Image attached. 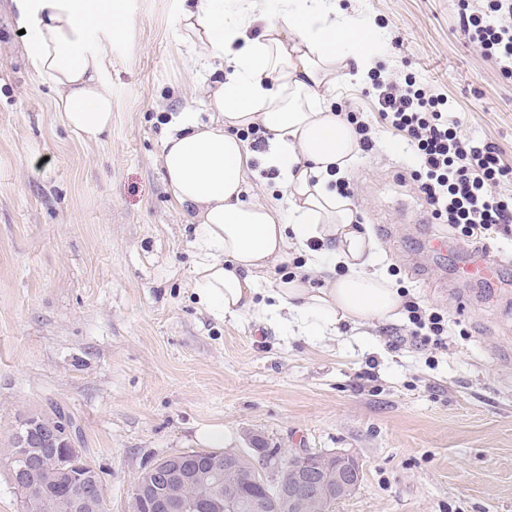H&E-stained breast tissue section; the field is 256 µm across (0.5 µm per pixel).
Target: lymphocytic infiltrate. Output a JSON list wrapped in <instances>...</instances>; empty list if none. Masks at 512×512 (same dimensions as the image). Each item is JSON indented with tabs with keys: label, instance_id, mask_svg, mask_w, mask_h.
Returning a JSON list of instances; mask_svg holds the SVG:
<instances>
[{
	"label": "lymphocytic infiltrate",
	"instance_id": "lymphocytic-infiltrate-1",
	"mask_svg": "<svg viewBox=\"0 0 512 512\" xmlns=\"http://www.w3.org/2000/svg\"><path fill=\"white\" fill-rule=\"evenodd\" d=\"M464 34L481 56L512 77V0H486L484 7L457 0ZM370 79L382 121L402 132L416 154L421 171L418 190L432 219L471 239L489 236L512 223V195L501 185L512 182V166L491 143L461 137L460 119H449L447 96L422 86L413 75L388 81Z\"/></svg>",
	"mask_w": 512,
	"mask_h": 512
}]
</instances>
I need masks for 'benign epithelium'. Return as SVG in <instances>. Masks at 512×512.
<instances>
[{
  "label": "benign epithelium",
  "mask_w": 512,
  "mask_h": 512,
  "mask_svg": "<svg viewBox=\"0 0 512 512\" xmlns=\"http://www.w3.org/2000/svg\"><path fill=\"white\" fill-rule=\"evenodd\" d=\"M82 456L67 421L50 414L37 423L30 416L21 420L8 464L20 512H52V482L74 486L69 512H102L100 477L80 469ZM240 458L237 453H220L212 458L210 468L187 472L181 455L165 456L138 474L131 489L133 502L148 512H227L239 488L258 484L275 487L276 495L254 499L252 512H326L328 505L356 491L362 480L359 461L345 452L299 448L287 464L270 455L258 470L240 467ZM185 483L199 487L196 499L180 495L179 487Z\"/></svg>",
  "instance_id": "7a95c632"
}]
</instances>
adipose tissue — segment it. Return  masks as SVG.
Masks as SVG:
<instances>
[{
	"label": "adipose tissue",
	"mask_w": 512,
	"mask_h": 512,
	"mask_svg": "<svg viewBox=\"0 0 512 512\" xmlns=\"http://www.w3.org/2000/svg\"><path fill=\"white\" fill-rule=\"evenodd\" d=\"M94 0H21L26 53L50 85L63 124L84 141L112 126V92L102 73L118 28L111 8ZM277 15L261 0H237V17L224 20L216 0H188L179 17L201 57L227 59L230 72L205 85L210 114L175 117L163 142L166 188L188 211L198 260L200 304L222 317L257 315L259 284L291 252L318 241L321 251L292 275H279L269 295L303 331L379 324L399 316L404 300L376 267L377 244L356 223L349 200L333 179L358 152L351 127L329 101L336 86L364 76L375 64L374 32L344 13L338 0H281ZM260 38H246L253 17ZM262 125L271 135L263 156L278 169L288 210L244 201L249 152L239 133ZM342 275H335L336 266ZM326 271L324 286L310 283Z\"/></svg>",
	"instance_id": "1"
}]
</instances>
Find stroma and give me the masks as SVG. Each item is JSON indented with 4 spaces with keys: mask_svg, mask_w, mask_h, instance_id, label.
<instances>
[{
    "mask_svg": "<svg viewBox=\"0 0 512 512\" xmlns=\"http://www.w3.org/2000/svg\"><path fill=\"white\" fill-rule=\"evenodd\" d=\"M112 132L85 143L23 51L18 0H0V441L23 416L63 405L108 489L130 512L139 471L193 450L202 425L224 449L352 454L358 489L336 512H512V230L475 242L433 220L419 164L380 119L369 79L336 108L364 112L376 146L347 175L355 219L406 300L437 309L444 346L407 341L408 317L332 336L197 302L193 230L159 163L168 126L207 118L204 70L179 25L181 0H112ZM373 28L376 68L448 96L463 136L512 165V78L464 36L450 0H341ZM447 240L433 253L427 237ZM496 284L459 266L484 251Z\"/></svg>",
    "mask_w": 512,
    "mask_h": 512,
    "instance_id": "35a3bbf8",
    "label": "stroma"
}]
</instances>
